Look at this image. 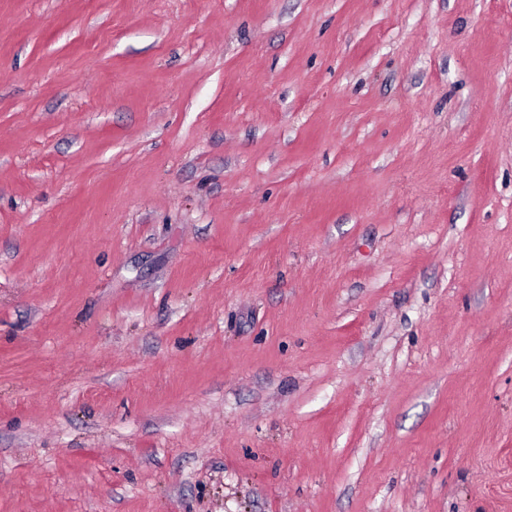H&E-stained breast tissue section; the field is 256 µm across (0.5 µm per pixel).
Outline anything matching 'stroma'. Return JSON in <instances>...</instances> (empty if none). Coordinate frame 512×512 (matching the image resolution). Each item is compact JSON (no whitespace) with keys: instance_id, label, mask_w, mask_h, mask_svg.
Segmentation results:
<instances>
[{"instance_id":"35a3bbf8","label":"stroma","mask_w":512,"mask_h":512,"mask_svg":"<svg viewBox=\"0 0 512 512\" xmlns=\"http://www.w3.org/2000/svg\"><path fill=\"white\" fill-rule=\"evenodd\" d=\"M0 512H512V0H0Z\"/></svg>"}]
</instances>
